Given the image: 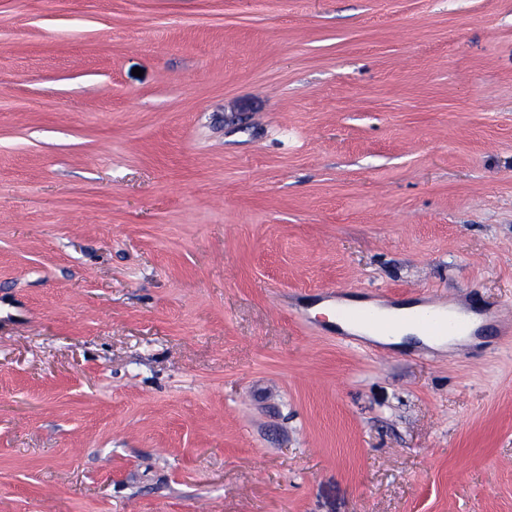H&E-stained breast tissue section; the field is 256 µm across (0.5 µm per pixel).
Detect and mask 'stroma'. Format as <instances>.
I'll return each instance as SVG.
<instances>
[{
    "mask_svg": "<svg viewBox=\"0 0 512 512\" xmlns=\"http://www.w3.org/2000/svg\"><path fill=\"white\" fill-rule=\"evenodd\" d=\"M506 307L512 0H0V512H512ZM425 303L429 307L428 310H423L415 316V319L424 329L416 323L404 321L397 336H393L390 339L383 336H375L360 328L348 327L344 324L338 323V320L347 325L355 327H370L378 333L392 335L400 327V322L396 319L380 317L363 308L341 307L336 311V306L333 307L332 305H329V302L317 304L314 307V310L317 314L326 316L329 321H334L336 318V324L341 325L345 330L367 333L373 338L378 340L383 338L384 340L392 343H401L405 336L413 335L424 343H435L440 346L444 341H433L440 340L442 338L436 339L430 336L442 337L448 336L449 333L456 336H473L479 331L480 326L478 325V321L481 316L479 309L467 308L461 311H452L453 313H447L435 306L433 302L431 303L430 301H426ZM333 309L335 312V318L333 315ZM336 324L331 325L336 327ZM425 332L429 336H427Z\"/></svg>",
    "mask_w": 512,
    "mask_h": 512,
    "instance_id": "obj_1",
    "label": "stroma"
}]
</instances>
